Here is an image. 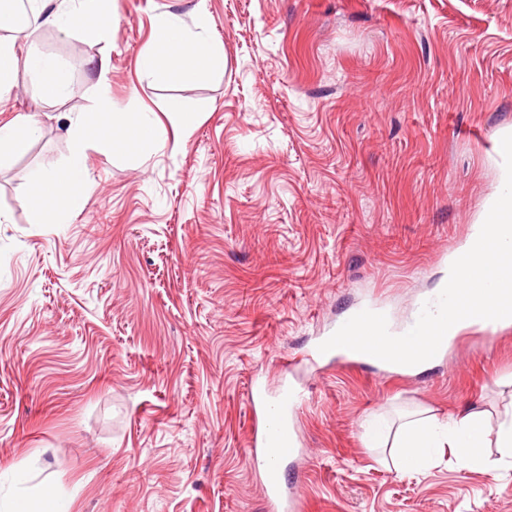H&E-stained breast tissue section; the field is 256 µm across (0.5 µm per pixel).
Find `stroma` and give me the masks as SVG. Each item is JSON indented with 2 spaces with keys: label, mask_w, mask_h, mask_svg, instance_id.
Masks as SVG:
<instances>
[{
  "label": "stroma",
  "mask_w": 512,
  "mask_h": 512,
  "mask_svg": "<svg viewBox=\"0 0 512 512\" xmlns=\"http://www.w3.org/2000/svg\"><path fill=\"white\" fill-rule=\"evenodd\" d=\"M195 0H115L109 40L42 27L70 75L0 101L41 130L0 163V512L43 491L70 512H266L246 456L250 381L307 386L296 412L301 512H512V467L453 448L381 463L362 424L428 410L512 415V328L461 338L428 371L301 354L374 300L397 323L448 271L500 184L512 130V0H207L223 72L144 79L156 19ZM108 90L178 143L87 151L69 224H37L28 171L69 153L63 117ZM179 99L197 121L178 135Z\"/></svg>",
  "instance_id": "stroma-1"
}]
</instances>
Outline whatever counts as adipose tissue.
<instances>
[{
    "instance_id": "adipose-tissue-1",
    "label": "adipose tissue",
    "mask_w": 512,
    "mask_h": 512,
    "mask_svg": "<svg viewBox=\"0 0 512 512\" xmlns=\"http://www.w3.org/2000/svg\"><path fill=\"white\" fill-rule=\"evenodd\" d=\"M117 17L113 0H28L27 9H17L15 0H0V27L9 29V37L0 38V99L9 97L20 82L38 85L43 94L60 98L67 94L68 72L44 53L36 38L38 27L50 26L71 33L90 32L108 37ZM209 15L203 0H196L188 16L170 13L157 21L158 40L141 55L139 70L155 77L161 74L193 83L224 68V46L209 39ZM91 66L98 73L97 93L91 111L69 116L65 134L70 141L66 161L40 166L27 174L25 202L40 224H67L82 209L93 188L87 166L88 132L100 130L112 152L123 153L129 147L127 136L136 133L140 152L147 153L167 142L164 129L145 112L119 107L106 87L109 61L99 58ZM39 130L33 115H17L0 125V159L26 152ZM495 438L502 457L512 458V419L489 429L482 413L459 414L443 423L431 414L406 418L397 429L394 442L397 465L415 470L423 466L433 449L445 446L467 453L471 469L488 471L494 464L478 455L488 438Z\"/></svg>"
}]
</instances>
